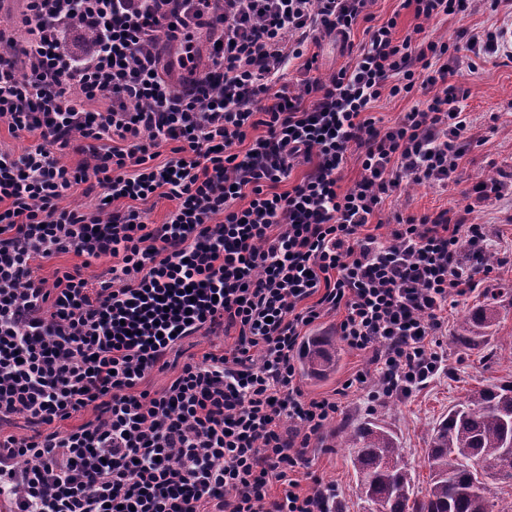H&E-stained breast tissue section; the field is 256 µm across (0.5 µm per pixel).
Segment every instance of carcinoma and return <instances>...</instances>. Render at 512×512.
Returning <instances> with one entry per match:
<instances>
[{"label": "carcinoma", "mask_w": 512, "mask_h": 512, "mask_svg": "<svg viewBox=\"0 0 512 512\" xmlns=\"http://www.w3.org/2000/svg\"><path fill=\"white\" fill-rule=\"evenodd\" d=\"M495 322L489 306L465 316L459 341ZM336 337L320 336L305 342L300 369L313 379L336 372ZM339 444L354 449L351 464L360 499L367 512H497L486 493L487 482L512 486V384L475 387L448 413L430 438L426 467L428 486L414 491L404 449L389 429L364 422L339 433Z\"/></svg>", "instance_id": "carcinoma-1"}]
</instances>
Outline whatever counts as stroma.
<instances>
[{"mask_svg":"<svg viewBox=\"0 0 512 512\" xmlns=\"http://www.w3.org/2000/svg\"><path fill=\"white\" fill-rule=\"evenodd\" d=\"M369 11L378 23L396 19V35L400 38L418 25L423 26L427 39L448 42L455 41L463 25L476 30L512 28V0H503L494 11L478 8L462 21L443 16L424 24L418 23L413 9L402 7L401 0H372ZM476 64L463 106L474 120L478 145L472 146L463 158L455 182L445 187L425 182L409 184L401 196L385 202L384 216L396 211L435 214L461 203L462 190L471 187L474 180L512 178V61L502 56L485 57L477 59ZM466 221L493 229L494 271L490 279L448 312V334L442 339L447 371L409 396H393L375 403L366 399L367 393L377 388L375 378H368L365 392L345 399L341 416L326 430L311 463L296 472L302 481L312 473L335 484V512H362L363 507L350 465L351 451L337 445L340 429L365 420L391 429L406 451L416 487L422 490L428 481L425 457L434 427L453 405L464 400L468 390L512 382V346L507 343L512 336V195L475 208L467 214ZM480 302L494 306L498 319L478 346L467 348L456 343L453 336L464 314ZM338 357L334 376L320 381L302 379L301 388L307 396L332 395L352 372L368 367L370 362L368 353L343 345L338 348Z\"/></svg>","mask_w":512,"mask_h":512,"instance_id":"obj_1","label":"stroma"}]
</instances>
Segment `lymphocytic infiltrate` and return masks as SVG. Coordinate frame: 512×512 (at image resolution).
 I'll return each instance as SVG.
<instances>
[{
    "label": "lymphocytic infiltrate",
    "instance_id": "1",
    "mask_svg": "<svg viewBox=\"0 0 512 512\" xmlns=\"http://www.w3.org/2000/svg\"><path fill=\"white\" fill-rule=\"evenodd\" d=\"M212 2L27 0L24 44L0 29V122L36 139L0 149V499L12 512H333L335 485L304 491L294 472L368 372L305 398L304 329L339 314L381 395H409L447 369L449 305L494 270L485 225L454 209L394 213L383 241L369 228L404 184L452 180L475 142L461 107L470 57L498 53L502 32L400 38L395 19L373 23L370 0H224L219 14ZM92 28L101 42L69 45ZM322 33L351 50L348 65L283 82L292 60L312 70L305 51ZM415 93L421 107L392 125L370 114ZM353 152L360 177L344 190ZM79 185L94 204L60 207ZM155 197L176 203L162 224L147 220ZM69 252L116 262L95 284L77 268L37 275ZM221 332L235 335L230 354L184 358V341ZM89 407L93 420L57 429ZM18 416L33 435L4 434Z\"/></svg>",
    "mask_w": 512,
    "mask_h": 512
}]
</instances>
